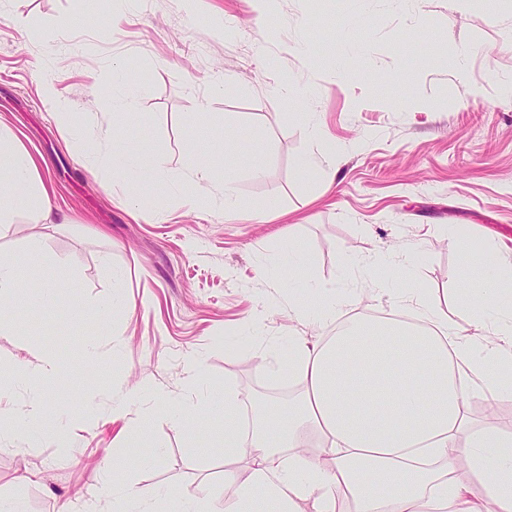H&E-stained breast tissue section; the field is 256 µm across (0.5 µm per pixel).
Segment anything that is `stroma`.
I'll list each match as a JSON object with an SVG mask.
<instances>
[{"label":"stroma","mask_w":512,"mask_h":512,"mask_svg":"<svg viewBox=\"0 0 512 512\" xmlns=\"http://www.w3.org/2000/svg\"><path fill=\"white\" fill-rule=\"evenodd\" d=\"M62 14L76 22L67 35L52 26ZM117 61L143 88L125 116L87 94L93 84L111 93ZM46 80L103 145L171 157L210 126L224 129L230 149L215 152L211 180L192 193L175 170L154 184V207L131 210L110 171L67 139L42 99ZM285 83L316 94L283 99L276 89ZM509 83L512 0H411L404 9L393 0H0V122L34 155L58 215L40 224L20 208L0 233V255L18 260L21 283L59 290L51 303L27 300L18 335L0 337V386L13 406L38 396L76 416L64 456L47 438L0 439V491L23 495L29 512H83L111 485L101 460L117 447L135 487L222 496L223 431L196 446L157 419L126 447L125 424L109 413L113 383L123 380L146 413L191 404L204 414L228 390L274 400L288 380L264 372L267 350L284 356L289 335L320 344L332 334L292 315L314 302L308 284L347 293L346 313L402 317L353 262L369 250L417 253V285L460 334L472 333L451 236L464 235L474 256L491 250L512 262ZM310 115L336 146L321 175L301 168L319 148ZM292 240L307 262L294 288L272 287L274 260ZM33 248L43 256L37 267L26 261ZM118 287L126 307L97 317ZM89 340L99 352L92 364ZM37 351L57 357L60 378L12 376ZM196 353L190 387L184 363ZM155 387L170 390L166 403L154 400ZM91 394L98 404L86 423ZM159 445L162 463L148 466ZM27 469L40 478L18 484Z\"/></svg>","instance_id":"obj_1"}]
</instances>
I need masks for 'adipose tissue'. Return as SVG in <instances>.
Instances as JSON below:
<instances>
[{
    "mask_svg": "<svg viewBox=\"0 0 512 512\" xmlns=\"http://www.w3.org/2000/svg\"><path fill=\"white\" fill-rule=\"evenodd\" d=\"M89 155L112 173L129 202L151 207L153 182L172 169L192 183L209 178L203 145L213 139L200 128L197 145L166 160L135 147L102 148L98 139L69 126ZM34 207L42 223L53 209L39 167L22 140L0 127V224L15 221L19 205ZM476 325L492 324L501 342L460 337L447 314L434 309L424 288H404L399 305L422 310L415 326L383 317L356 316L325 343L289 339L287 359L271 357L272 375H287L301 393L293 409L232 396L212 401L208 419L191 408L170 414V423L194 440L206 438L209 421L224 423V485L230 495L192 494L163 485L143 495L124 488L125 464L112 457V490L90 512H512V432L474 426L468 396L477 389L512 397L503 385L512 373V266L496 254L482 261L463 256L458 270ZM14 259L0 256V335H14L9 310L20 307ZM71 415L48 414L34 401L18 412L0 409V433L14 439H51L60 454L71 446ZM326 455L313 458L310 448ZM469 460L472 485L452 476L458 456Z\"/></svg>",
    "mask_w": 512,
    "mask_h": 512,
    "instance_id": "obj_1",
    "label": "adipose tissue"
}]
</instances>
